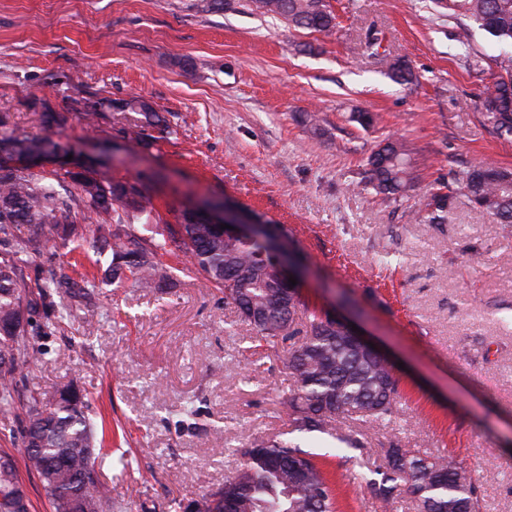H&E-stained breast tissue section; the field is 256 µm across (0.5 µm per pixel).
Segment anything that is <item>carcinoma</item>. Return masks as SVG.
Listing matches in <instances>:
<instances>
[{"instance_id": "1", "label": "carcinoma", "mask_w": 512, "mask_h": 512, "mask_svg": "<svg viewBox=\"0 0 512 512\" xmlns=\"http://www.w3.org/2000/svg\"><path fill=\"white\" fill-rule=\"evenodd\" d=\"M263 14L279 16L289 24L326 36L336 29V15L327 0H252ZM448 18L462 20L459 44L470 57L474 30H481L512 48V0H433ZM496 76L483 86L478 98L485 122L498 134L512 136V51L495 57ZM72 119L108 121L109 133L144 149L176 134L171 120L144 98L89 97L80 112H56L43 105L46 126L63 127ZM53 153L66 158L73 149L48 138L17 137L6 131L0 116V418L9 420L24 411V467L35 473L52 512H62L69 500L84 503L87 512H112V497L102 489L95 462V430L87 401L71 385L56 390L51 401L37 395L20 399L17 389L19 360L33 359L28 326L37 312L22 275L27 258L39 255L54 238L84 241L82 223L98 225L91 245L96 254L111 252L112 281L133 280L143 288L166 281L173 267L161 257L169 247L187 258L186 270L224 293L239 318L255 329L272 348L283 347V362L296 378L289 393L294 437L254 442L242 452L243 462L208 495L210 512H337V493L314 456L303 450L305 435L318 432L351 448L363 443L333 425L343 416H358L371 423L390 420L400 402L398 380L386 359L371 355L332 328L327 315L311 311L301 300L285 304L281 271L265 240L226 237L214 224H205L184 208L170 212L172 219L154 213V228L145 237L133 221L146 212L149 197L140 178L112 182L94 169L75 162L49 174L10 166L17 156ZM368 181L387 200L409 192L415 183L410 149L398 139H386L369 158ZM512 227V169L478 160L456 172L448 184L431 188V220L452 209L459 198ZM95 282L76 281L64 270L42 286L66 299L63 312L82 307L88 320L96 316L91 303ZM303 310L301 327L281 329L286 315ZM22 480L13 455L0 452V512H17ZM374 494L388 507L408 491L416 512H479L477 488L470 472L453 455L427 456L414 448H399L389 458V471L371 482Z\"/></svg>"}]
</instances>
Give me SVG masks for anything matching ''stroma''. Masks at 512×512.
Returning a JSON list of instances; mask_svg holds the SVG:
<instances>
[{
    "label": "stroma",
    "instance_id": "1",
    "mask_svg": "<svg viewBox=\"0 0 512 512\" xmlns=\"http://www.w3.org/2000/svg\"><path fill=\"white\" fill-rule=\"evenodd\" d=\"M195 0H0V115L19 136L52 137L76 152L104 132L79 121L46 128L42 103L140 95L177 124L150 149L124 144L102 171L143 179L151 206L224 199L292 229L303 256L299 294L316 311L359 320L397 369L402 399L390 425L337 422L359 449L325 456L304 441L337 492L341 512H384L370 489L391 443L454 454L478 479L481 512H512V233L465 204L428 221V190L489 158L512 168V136L485 124L477 98L500 44L459 25L431 0H328L334 35L289 26L231 0L200 14ZM481 59L470 68L466 54ZM191 67H183V60ZM403 61L413 80L400 84ZM318 113V127L306 122ZM354 112H374L365 130ZM403 138L420 179L385 202L366 186L367 158ZM487 262L473 270L471 255ZM49 242L23 267L30 287L74 261ZM153 288L103 282L99 321L80 314L46 327L58 296L29 326L37 362L18 390L51 396L73 383L110 462L98 469L112 512H199L242 461L241 448L292 429L294 377L281 351L256 339L218 290L182 271Z\"/></svg>",
    "mask_w": 512,
    "mask_h": 512
}]
</instances>
